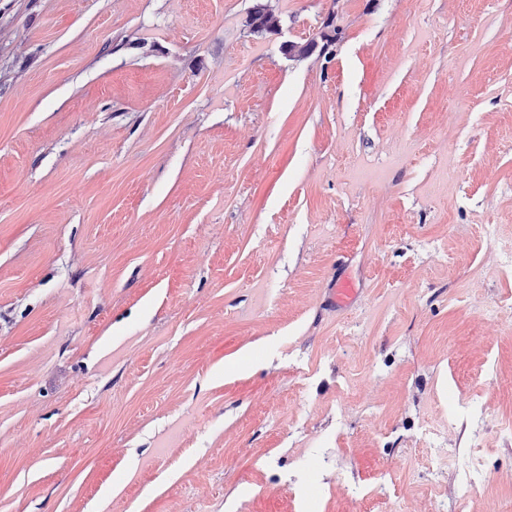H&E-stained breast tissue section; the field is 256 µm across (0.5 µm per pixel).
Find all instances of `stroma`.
Wrapping results in <instances>:
<instances>
[{"label": "stroma", "mask_w": 512, "mask_h": 512, "mask_svg": "<svg viewBox=\"0 0 512 512\" xmlns=\"http://www.w3.org/2000/svg\"><path fill=\"white\" fill-rule=\"evenodd\" d=\"M0 512H512V0H0ZM248 26L254 33H274L279 28L280 19L267 5H257L250 12Z\"/></svg>", "instance_id": "stroma-1"}]
</instances>
